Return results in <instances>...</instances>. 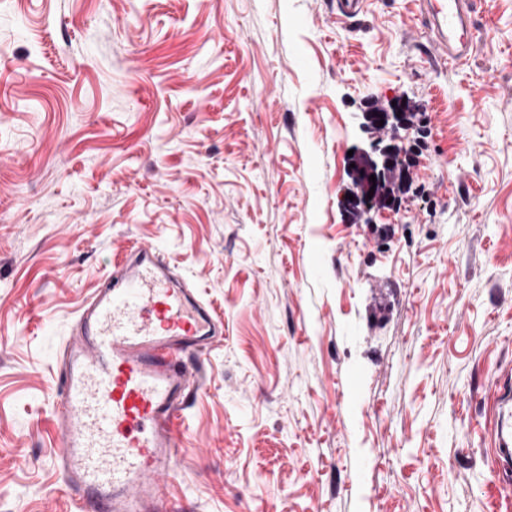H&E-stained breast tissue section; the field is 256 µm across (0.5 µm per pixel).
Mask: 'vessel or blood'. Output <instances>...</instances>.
<instances>
[{"mask_svg": "<svg viewBox=\"0 0 512 512\" xmlns=\"http://www.w3.org/2000/svg\"><path fill=\"white\" fill-rule=\"evenodd\" d=\"M438 42L467 55L472 0H428ZM224 331L206 302L153 246L131 250L77 310L62 351L54 457L75 512H173L157 481L171 477L182 412L201 388L189 355L209 352ZM488 401L491 448L512 461V374H498Z\"/></svg>", "mask_w": 512, "mask_h": 512, "instance_id": "obj_1", "label": "vessel or blood"}]
</instances>
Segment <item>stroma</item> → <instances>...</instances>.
<instances>
[{
  "label": "stroma",
  "mask_w": 512,
  "mask_h": 512,
  "mask_svg": "<svg viewBox=\"0 0 512 512\" xmlns=\"http://www.w3.org/2000/svg\"><path fill=\"white\" fill-rule=\"evenodd\" d=\"M471 17L451 65L422 0H0V512H73L60 351L134 244L224 322L178 512H512V0ZM396 98L412 178L344 214ZM488 401L490 414L487 426L490 430L491 448L494 455L506 466L512 460V416L509 412V403L512 401V374H498ZM508 405V419L505 422L501 414L503 405Z\"/></svg>",
  "instance_id": "35a3bbf8"
}]
</instances>
